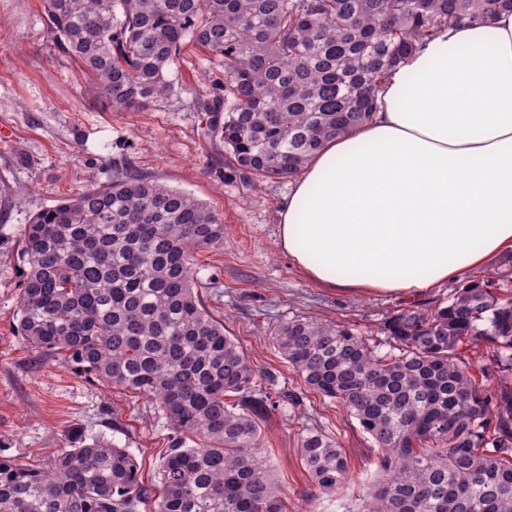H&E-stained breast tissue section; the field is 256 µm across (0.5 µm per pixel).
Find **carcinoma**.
Returning a JSON list of instances; mask_svg holds the SVG:
<instances>
[{
    "mask_svg": "<svg viewBox=\"0 0 512 512\" xmlns=\"http://www.w3.org/2000/svg\"><path fill=\"white\" fill-rule=\"evenodd\" d=\"M89 93L134 112L176 93L185 40L220 59L199 99L205 135L253 183L300 174L323 144L369 123L380 84L420 42L485 26L512 0H43ZM224 225L194 195L129 166L34 214L21 237L23 339L110 385L156 400L175 433L149 492L135 457L83 430L35 468L0 454V512H288L260 448L276 408L224 323L202 304L198 249ZM512 254L448 300L403 308L390 351L340 324L295 316L273 344L304 386L341 405L377 450L361 512H512ZM487 348L480 366L469 351ZM233 396L236 403L228 404ZM313 501L351 466L336 440L298 433Z\"/></svg>",
    "mask_w": 512,
    "mask_h": 512,
    "instance_id": "carcinoma-1",
    "label": "carcinoma"
}]
</instances>
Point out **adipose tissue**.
<instances>
[{
    "label": "adipose tissue",
    "mask_w": 512,
    "mask_h": 512,
    "mask_svg": "<svg viewBox=\"0 0 512 512\" xmlns=\"http://www.w3.org/2000/svg\"><path fill=\"white\" fill-rule=\"evenodd\" d=\"M278 245L323 287L404 295L512 249V11L423 40L313 156Z\"/></svg>",
    "instance_id": "obj_1"
}]
</instances>
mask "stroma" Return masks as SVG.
<instances>
[{
  "instance_id": "1",
  "label": "stroma",
  "mask_w": 512,
  "mask_h": 512,
  "mask_svg": "<svg viewBox=\"0 0 512 512\" xmlns=\"http://www.w3.org/2000/svg\"><path fill=\"white\" fill-rule=\"evenodd\" d=\"M180 94L138 112H116L86 95L91 80L50 30L41 0H0V125L17 145L0 151V453L46 466L73 428L111 440L136 458L144 485L158 486L172 431L156 401L79 373L27 344L18 329L25 265L22 231L39 210L107 185L126 164L206 202L224 226L221 245L197 250L194 278L209 312L257 369L259 390L279 407L262 426V451L288 495V512H359L375 471L373 443L335 403L309 391L270 333L296 315L354 328L371 344L409 298L339 292L312 283L278 247L279 211L292 182L252 189L205 135L199 93L224 78L208 53L185 45L170 71ZM336 439L351 480L335 496L309 501L297 433Z\"/></svg>"
}]
</instances>
